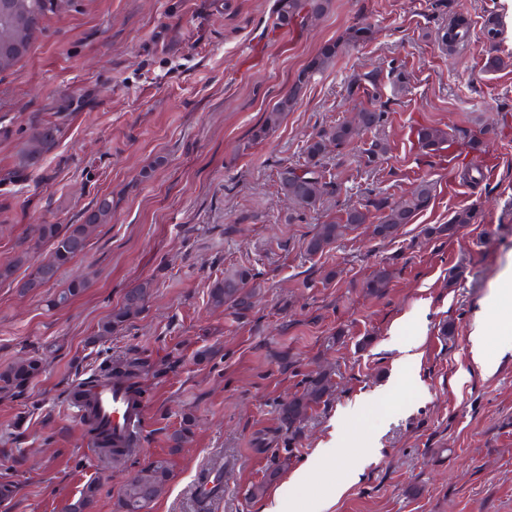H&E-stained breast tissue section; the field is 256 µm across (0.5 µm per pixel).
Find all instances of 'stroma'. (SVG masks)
<instances>
[{"mask_svg":"<svg viewBox=\"0 0 512 512\" xmlns=\"http://www.w3.org/2000/svg\"><path fill=\"white\" fill-rule=\"evenodd\" d=\"M273 8L274 0H73L0 75V263L36 225L79 223L97 198L112 199L111 221L63 273L90 276L83 295L51 308L55 286L22 294L0 285V367L33 354L46 364L26 400L0 399V480L20 484L0 512H62L90 481L100 485L94 512H118L123 484L159 459L173 478L146 512H257L252 485L273 495L301 465L308 478L297 512L315 498L329 501L327 512H512V351H499L500 313L489 305L512 268V65L483 69L489 49L512 56V0H332L319 21L287 31L272 28ZM452 10L470 28L450 53L438 31ZM491 13L501 23L493 44L483 28ZM358 23L371 26V41L313 73L280 127L252 141L319 48ZM372 70L383 125L328 147L323 171L339 193L318 210H294L279 171L302 162L310 137L352 120L347 85ZM398 71L407 91L395 84ZM39 121L59 127L57 141L18 168ZM426 124L479 133L495 176L470 180L447 151L420 149L415 130ZM379 140L388 152L368 161ZM423 179L435 187L431 205L395 239L362 226L307 255L318 225L375 197L399 200ZM463 207L475 208V223L434 233ZM233 265L254 275L244 319L208 302L211 282ZM382 266L393 278L383 294H368L364 283ZM147 278L155 288L144 311L95 342L98 323ZM420 306L424 325L405 323ZM479 313L498 357L492 373L471 352ZM448 322L451 338L441 331ZM413 335L420 358L409 367L398 347ZM203 350L210 360L197 359ZM133 354L179 363L166 377L143 376L141 445L112 469L66 391L76 368L90 373ZM322 369L333 375L330 400L288 434L279 404ZM359 398L361 416H342ZM188 411L194 434L171 450ZM336 430L343 456L332 463L315 450ZM371 447L378 458L337 493L346 463ZM217 458L224 493L204 506L205 467Z\"/></svg>","mask_w":512,"mask_h":512,"instance_id":"obj_1","label":"stroma"}]
</instances>
